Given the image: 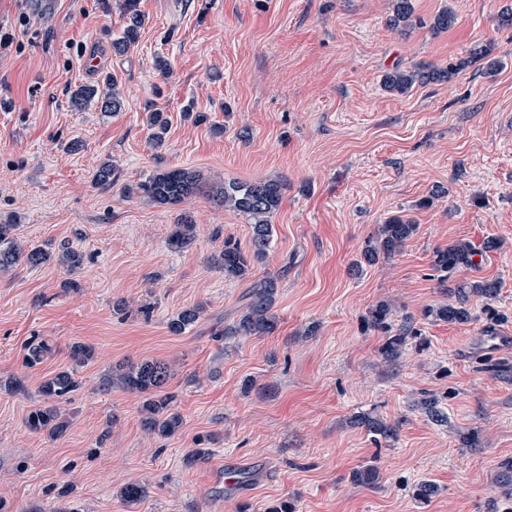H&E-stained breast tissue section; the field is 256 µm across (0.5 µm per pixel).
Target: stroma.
Segmentation results:
<instances>
[{
  "label": "stroma",
  "mask_w": 512,
  "mask_h": 512,
  "mask_svg": "<svg viewBox=\"0 0 512 512\" xmlns=\"http://www.w3.org/2000/svg\"><path fill=\"white\" fill-rule=\"evenodd\" d=\"M117 3L58 0L38 14L32 0H0L12 39L0 50V221L17 217L23 247L67 241L84 255L73 274L55 260L0 272V512H270L283 501L294 512H512V27L498 23L512 0H412L419 22L402 35L389 0H140L145 24L121 55ZM445 9L456 23L434 32ZM486 44L492 71L470 59ZM452 64L447 82L404 95L383 85L396 67ZM108 76L121 112L71 107L74 89ZM189 107L206 121L184 120ZM154 110L170 120L159 149ZM104 163L117 176L107 192L94 183ZM168 168L284 183L273 248L248 279L212 265L225 241L248 248L245 217L202 194L167 207L125 193ZM184 210L195 239L175 253L167 238ZM397 216L414 235L364 262ZM490 238L499 249L440 282L437 249ZM268 275L276 331L222 338ZM485 279L498 294L470 295L469 322L426 316L451 302L449 284ZM120 301L130 316L113 312ZM381 301L392 331L417 330L394 360L387 334L365 323ZM196 305L195 326L171 335L168 319ZM34 336L52 353L28 368ZM77 343L94 349L78 368ZM145 359L173 369L166 390L183 425L168 439L143 430L142 394L99 389L116 365ZM71 367L81 387L65 405L69 428L31 432L41 383ZM16 379L23 391L9 390ZM425 397L445 422L421 409ZM363 416L394 436L373 438ZM202 446L209 457L190 461ZM228 467L248 481L228 489ZM368 467L376 480L356 482ZM425 482L437 490L422 498ZM131 484L147 490L134 504L120 495Z\"/></svg>",
  "instance_id": "obj_1"
}]
</instances>
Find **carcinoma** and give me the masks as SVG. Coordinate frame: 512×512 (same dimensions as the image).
Here are the masks:
<instances>
[{"instance_id":"1","label":"carcinoma","mask_w":512,"mask_h":512,"mask_svg":"<svg viewBox=\"0 0 512 512\" xmlns=\"http://www.w3.org/2000/svg\"><path fill=\"white\" fill-rule=\"evenodd\" d=\"M140 0H121L120 7L126 25L122 35L112 42L115 53L123 54L138 39L145 23V15L139 5ZM391 14L389 26L405 31L413 26L414 6L412 0H390ZM462 65L451 66L446 70L418 66L413 69H395L384 76L385 88L389 91L405 94L415 85L448 81ZM97 102L104 113L119 112L122 109V97L117 87V80L105 83L99 89L94 86H80L73 91L70 103L73 109L80 111L89 103ZM153 130L152 139L160 146L168 127V120L163 113L154 111L147 119ZM94 181L101 189L108 191L116 182L112 166H101L94 175ZM209 189L212 199L246 217L251 227L250 246L243 250L238 243L224 241V249L214 258L213 265L224 273V277L233 280L244 279L251 270V263H263L268 258L274 241L273 217L279 210L284 187L278 180L267 179L254 182H232L224 185L209 184L203 175L187 168L161 169L126 187L127 192L151 203L159 205H178L196 195L203 189ZM195 227L191 217L180 218L168 237V246L173 251L187 248L195 238ZM16 220L0 221V271L14 268L22 263L29 267H39L47 263L52 256L74 271L83 263V253L64 243L53 253L43 247L26 249L16 241ZM417 225L400 217H393L378 227L376 244L366 250L364 259L372 263L379 253L392 254L400 251L406 241L416 232ZM473 249L468 243H454L435 252L433 269L440 274V281H448V272L464 265L473 264ZM498 289L495 280L477 283H463L454 287L457 302L430 308L427 314L448 322L464 323L471 319L466 308L468 294L476 292L488 299L493 298ZM278 292V279L267 276L254 282L249 290L247 304L243 315L232 326L224 327V336L267 335L277 328L276 317L272 313ZM203 307L187 308L170 317L167 322L169 332L180 336L198 322ZM390 314L389 304L381 301L368 311L366 323L369 327L387 331ZM416 335L411 324L404 325L399 333L389 338L385 346V355L389 359L399 357L405 344V338ZM24 363L35 367L42 363L50 353V345L43 339L29 341L25 345ZM71 360L76 366H82L94 357L92 348L74 344L71 346ZM171 377L169 365L157 360H144L119 370L112 377L102 382L101 389L108 391L116 386L125 390L138 392L146 396L141 407V423L145 431L161 438L174 436L183 424L181 415L174 408L175 395L165 391ZM79 388V381L73 372L61 370L50 376L40 385L44 404L30 410L26 418L27 427L36 433L46 432L52 437L63 435L69 422L60 404L69 399V395Z\"/></svg>"}]
</instances>
